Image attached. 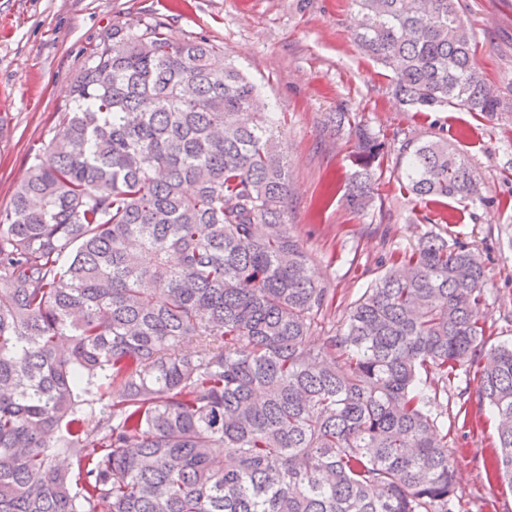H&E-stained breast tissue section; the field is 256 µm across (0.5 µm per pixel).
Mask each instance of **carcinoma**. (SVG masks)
I'll return each instance as SVG.
<instances>
[{"label":"carcinoma","mask_w":512,"mask_h":512,"mask_svg":"<svg viewBox=\"0 0 512 512\" xmlns=\"http://www.w3.org/2000/svg\"><path fill=\"white\" fill-rule=\"evenodd\" d=\"M352 2L401 102L497 114L460 0ZM89 58L0 210V512H462L440 396L474 364L485 470L512 490V343L486 349L479 249L431 230L392 250L314 348L330 288L286 224L257 86L159 25ZM354 133L364 212L389 145ZM399 154L412 198L485 201L448 138Z\"/></svg>","instance_id":"obj_1"}]
</instances>
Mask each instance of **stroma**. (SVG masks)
<instances>
[{
	"instance_id": "35a3bbf8",
	"label": "stroma",
	"mask_w": 512,
	"mask_h": 512,
	"mask_svg": "<svg viewBox=\"0 0 512 512\" xmlns=\"http://www.w3.org/2000/svg\"><path fill=\"white\" fill-rule=\"evenodd\" d=\"M462 5L475 32L476 61L502 102L491 119L455 107L419 112L402 105L392 93L390 71L351 38L352 0H0V210L9 207L34 151L52 137L88 48L112 26L161 21L174 41L209 40L278 114L290 167L288 224L315 279L335 290L310 345L319 346L325 331L340 327L382 256L429 230H449L480 245L491 277L484 310L489 343H510L512 0ZM339 108L388 140L401 129L423 139L447 136L468 157L485 202L440 206L408 198L392 151L376 174L373 207L353 211L343 200L353 134L327 123ZM477 387L476 379L464 377L448 392L463 512H512V490L487 478L483 468L496 433L478 406Z\"/></svg>"
}]
</instances>
